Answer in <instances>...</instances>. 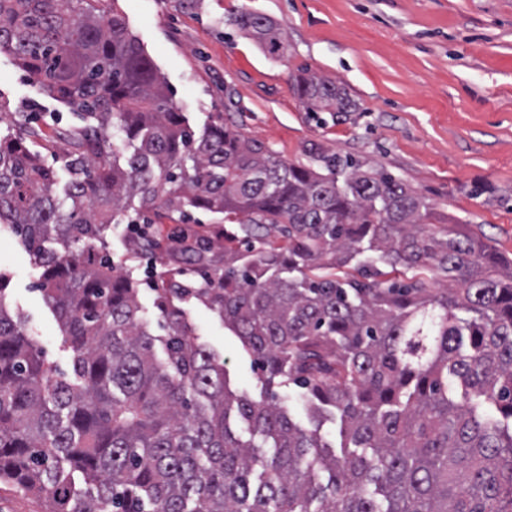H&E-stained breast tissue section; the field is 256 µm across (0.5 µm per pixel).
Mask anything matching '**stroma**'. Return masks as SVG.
<instances>
[{
	"label": "stroma",
	"instance_id": "35a3bbf8",
	"mask_svg": "<svg viewBox=\"0 0 512 512\" xmlns=\"http://www.w3.org/2000/svg\"><path fill=\"white\" fill-rule=\"evenodd\" d=\"M133 36L170 86L195 132L215 120L242 124L286 161L309 163L319 145L351 155L364 169H384L424 195L431 223L457 224L512 260V0H151L144 23L114 0ZM242 11L274 19L288 40L284 57L265 56L231 25ZM342 82L356 111L308 112L292 90L302 68ZM0 134L22 117L44 135L32 143L58 183L65 137L84 120L49 96L8 53H0ZM166 239L174 225L129 206L105 244L113 265L132 275L142 314L156 322L149 269L163 270L165 249L141 252L131 225ZM0 246L25 260L8 267L6 304L47 361L67 369L70 352L55 313L38 290L41 270L11 225ZM201 343L225 360L233 390L259 395L252 357L202 303H184Z\"/></svg>",
	"mask_w": 512,
	"mask_h": 512
}]
</instances>
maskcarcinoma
Here are the masks:
<instances>
[{"label":"carcinoma","instance_id":"cac0c4a2","mask_svg":"<svg viewBox=\"0 0 512 512\" xmlns=\"http://www.w3.org/2000/svg\"><path fill=\"white\" fill-rule=\"evenodd\" d=\"M106 0H0V51L94 119L64 154L70 179L0 137V224L27 240L39 291L71 352L49 363L9 313L0 272V480L47 512H512V261L428 224L422 195L338 152L287 162L242 127L195 136L164 76ZM266 54L268 17L232 19ZM309 112H353L345 87L305 68ZM133 148L117 155L108 130ZM163 216L224 215V266L203 235L172 236L185 268L159 272L163 334L138 290L86 250L132 201ZM61 253L47 247L54 238ZM217 311L252 356L261 397L230 389L179 303ZM339 415V450L271 388ZM492 404L486 417L471 397ZM239 417L253 440L235 435ZM274 391L285 400V404H288L290 413L296 421L303 425L309 424L305 410L304 391L302 389L291 386L287 390L282 391L280 387L275 386Z\"/></svg>","mask_w":512,"mask_h":512}]
</instances>
